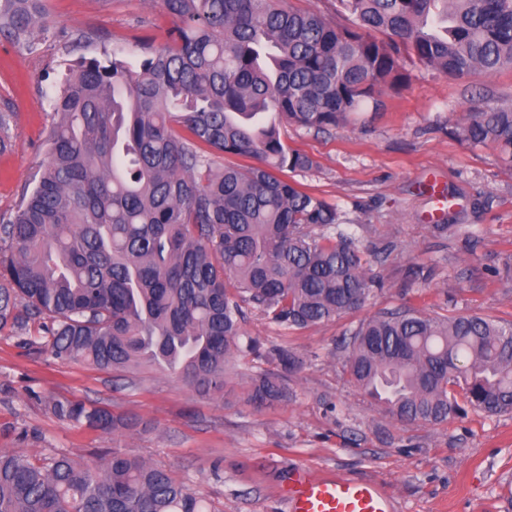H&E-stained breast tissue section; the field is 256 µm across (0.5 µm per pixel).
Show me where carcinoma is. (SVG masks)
<instances>
[{
    "instance_id": "carcinoma-1",
    "label": "carcinoma",
    "mask_w": 512,
    "mask_h": 512,
    "mask_svg": "<svg viewBox=\"0 0 512 512\" xmlns=\"http://www.w3.org/2000/svg\"><path fill=\"white\" fill-rule=\"evenodd\" d=\"M173 26L137 62L106 48L72 64L52 100L47 159L0 217V328L39 323L51 357L99 370L159 366L222 396L234 361L263 356L243 305L291 329L383 291L390 244L362 249L335 205L293 174L315 166L281 128L317 132L381 109L406 66L463 78L512 71V0H336L338 20L290 0H161ZM45 0H0V37L36 50ZM0 111V154L12 147ZM456 139L512 165V109L466 113ZM255 164L224 165V155ZM470 243L467 224H435ZM351 381L382 413L442 425L465 406L512 413V321L400 307L343 334ZM286 396L250 377L246 402ZM76 428L133 426L55 400ZM0 512H209L170 472L113 451H0Z\"/></svg>"
}]
</instances>
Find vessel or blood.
<instances>
[{
  "label": "vessel or blood",
  "instance_id": "vessel-or-blood-1",
  "mask_svg": "<svg viewBox=\"0 0 512 512\" xmlns=\"http://www.w3.org/2000/svg\"><path fill=\"white\" fill-rule=\"evenodd\" d=\"M279 496L287 512H392L378 484L337 474L318 476L305 468L289 474Z\"/></svg>",
  "mask_w": 512,
  "mask_h": 512
}]
</instances>
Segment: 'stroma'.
Returning a JSON list of instances; mask_svg holds the SVG:
<instances>
[{
    "mask_svg": "<svg viewBox=\"0 0 512 512\" xmlns=\"http://www.w3.org/2000/svg\"><path fill=\"white\" fill-rule=\"evenodd\" d=\"M171 20L160 0H46L37 52L0 39V110L12 114L13 147L0 155V215L10 214L47 158L51 101L72 61L122 51L129 60L160 47ZM87 41L72 47L69 33ZM383 108L364 123L322 132L283 127L291 148L315 161L299 176L337 206L361 247L389 243L387 286L361 310L304 330L245 308L244 329L262 351L285 348L301 360L240 358V378L281 376L290 398L262 407L239 394L202 396L152 367L126 372L53 359L34 340L37 324L0 329V450L32 456L65 452L101 466L116 449L169 471L211 512H283L278 489L299 466L378 483L395 512H512V414L468 410L442 426L383 414L351 382L336 343L342 332L381 311L410 306L430 315L476 313L512 320V167L490 147L456 140L451 130L486 105L512 107V71L453 80L413 70L408 87L384 89ZM451 203L457 223L479 241L439 236L428 215ZM432 266L429 281L406 279L402 265ZM80 399L133 429L75 428L48 408Z\"/></svg>",
    "mask_w": 512,
    "mask_h": 512,
    "instance_id": "stroma-1",
    "label": "stroma"
}]
</instances>
